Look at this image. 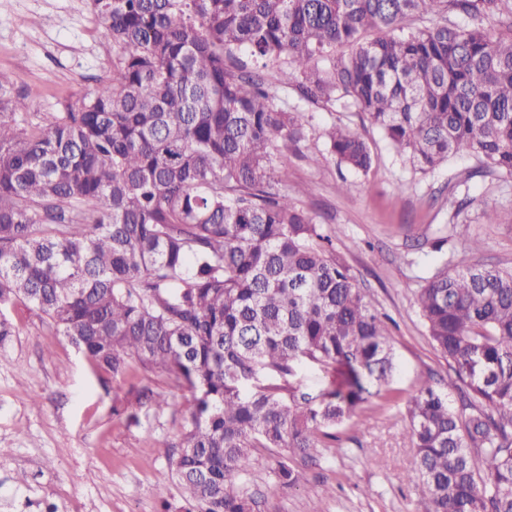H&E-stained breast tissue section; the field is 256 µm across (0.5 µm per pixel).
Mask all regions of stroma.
Wrapping results in <instances>:
<instances>
[{"label":"stroma","instance_id":"35a3bbf8","mask_svg":"<svg viewBox=\"0 0 512 512\" xmlns=\"http://www.w3.org/2000/svg\"><path fill=\"white\" fill-rule=\"evenodd\" d=\"M113 55L88 0H0V71L41 122L111 77ZM277 104L303 113L307 128L278 158L287 192L332 230L337 258L387 325L396 368L331 447L297 462L298 485L274 475L282 449L256 448L249 488L258 512H427L409 479L407 400L429 383L450 406L460 402L454 368L431 342L415 296L444 263L512 267V177L472 154L423 173L355 109L315 106L291 90L279 91ZM335 124L369 144L367 174L329 153L325 133ZM488 206L498 223L485 222ZM467 240L481 250L462 251ZM5 316L16 333L0 344V512H157L163 497L181 508L183 490L169 476L188 417L176 379L135 362L112 375L39 311L16 303Z\"/></svg>","mask_w":512,"mask_h":512}]
</instances>
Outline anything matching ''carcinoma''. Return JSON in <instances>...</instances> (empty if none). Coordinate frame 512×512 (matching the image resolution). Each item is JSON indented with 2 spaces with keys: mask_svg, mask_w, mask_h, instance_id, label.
<instances>
[{
  "mask_svg": "<svg viewBox=\"0 0 512 512\" xmlns=\"http://www.w3.org/2000/svg\"><path fill=\"white\" fill-rule=\"evenodd\" d=\"M89 5L115 49L91 95L43 127L0 71V304L43 313L114 375L135 360L174 376L183 512H253L251 450L285 449L275 474L296 484L290 460L336 441L394 369L370 294L276 190L274 155L305 121L261 69L307 102L345 100L422 172L474 154L512 177V0ZM424 16L442 21L405 29ZM327 139L370 171L360 135ZM415 303L463 387L458 409L429 384L408 399L416 490L430 512H512V268L444 261ZM303 361L344 366V385L309 396L286 381Z\"/></svg>",
  "mask_w": 512,
  "mask_h": 512,
  "instance_id": "carcinoma-1",
  "label": "carcinoma"
}]
</instances>
